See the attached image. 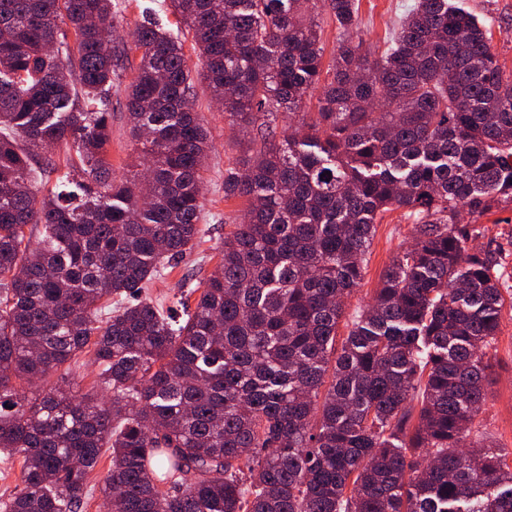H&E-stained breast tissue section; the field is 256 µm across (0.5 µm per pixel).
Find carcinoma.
Returning a JSON list of instances; mask_svg holds the SVG:
<instances>
[{"label": "carcinoma", "instance_id": "obj_1", "mask_svg": "<svg viewBox=\"0 0 512 512\" xmlns=\"http://www.w3.org/2000/svg\"><path fill=\"white\" fill-rule=\"evenodd\" d=\"M171 6L262 144L224 169L246 211L183 321L140 292L202 232L211 140L184 40L147 20L108 46L112 0H0V454L21 460L6 512H80L105 448L110 512H512V463L476 434L512 287L457 221L512 199V78L488 29L415 0L374 56L351 37L356 0ZM323 13L342 35L327 65ZM130 66L137 157L116 179L109 98ZM317 88L268 145L272 116ZM63 143L62 172L42 151ZM47 170L61 190L40 196ZM393 209L414 244L340 338ZM87 350L110 401L44 388Z\"/></svg>", "mask_w": 512, "mask_h": 512}]
</instances>
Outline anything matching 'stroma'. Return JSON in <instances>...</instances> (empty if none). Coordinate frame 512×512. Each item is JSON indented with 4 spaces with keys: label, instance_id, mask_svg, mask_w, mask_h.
I'll use <instances>...</instances> for the list:
<instances>
[{
    "label": "stroma",
    "instance_id": "35a3bbf8",
    "mask_svg": "<svg viewBox=\"0 0 512 512\" xmlns=\"http://www.w3.org/2000/svg\"><path fill=\"white\" fill-rule=\"evenodd\" d=\"M116 33L113 45H122L128 34L150 18L160 26L174 27L176 18L169 0H114ZM414 0H358V16L366 49L383 51L396 35L398 25ZM459 6L475 14L490 31L491 46L502 68L512 73V0H457ZM133 77L124 71L116 81L112 96V139L107 159L114 176H121L132 162V143L122 90ZM196 109L205 119L210 132L212 151L204 173L203 229L190 255L172 262L161 276L153 280L148 295L154 301L170 305L180 285L196 286L217 266L225 234L240 223L245 203L239 198H225L224 169L247 149V138L239 128L229 124L223 106L209 94L204 81H196ZM460 221L476 224L482 233L474 241L476 248L505 253L506 266L512 270V202H502L482 217L462 212ZM413 221L403 210L387 212L367 255L363 280L357 288L348 312L367 304L381 276L393 257L413 243ZM493 375L491 391L481 421L499 447L512 452V309L505 310L500 332L490 349Z\"/></svg>",
    "mask_w": 512,
    "mask_h": 512
}]
</instances>
